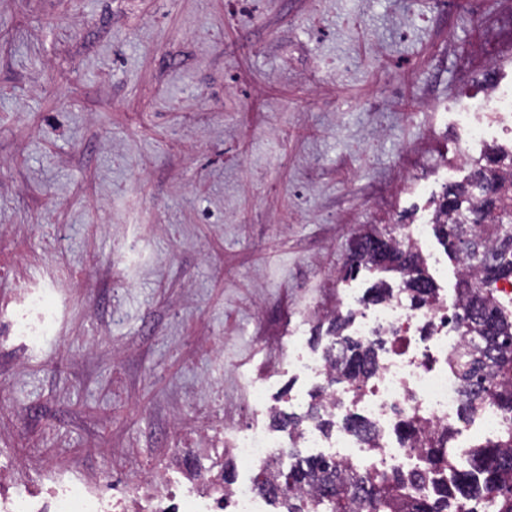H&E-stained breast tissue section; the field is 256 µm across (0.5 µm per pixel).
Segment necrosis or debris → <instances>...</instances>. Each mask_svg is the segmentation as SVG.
Returning a JSON list of instances; mask_svg holds the SVG:
<instances>
[{
	"label": "necrosis or debris",
	"mask_w": 512,
	"mask_h": 512,
	"mask_svg": "<svg viewBox=\"0 0 512 512\" xmlns=\"http://www.w3.org/2000/svg\"><path fill=\"white\" fill-rule=\"evenodd\" d=\"M466 139L477 142L492 133L512 131V90H500L460 113ZM455 302L438 296L433 305L415 308L409 301L389 298L378 306L357 311L351 333L359 339L386 338L385 350L369 388L346 385L334 389L327 406L336 416L332 434L312 422L304 423L291 442L267 430L250 427L237 433L233 450L248 469L261 472L270 464H286L288 444L309 449L312 456L380 470L419 468L418 455L398 433L406 416L419 415L427 426L457 425L461 436L454 448L459 465H468L471 444L467 432L484 436L499 433L505 421L491 407L472 418L463 416L462 389L448 368V358L466 342L455 324ZM356 415L374 427L376 446L367 445L344 419ZM111 476L88 477L80 465L65 472L37 471L30 481H19L13 471H0V512H266L265 499L252 482L225 485L223 478L182 473H154L128 485L118 496L108 487Z\"/></svg>",
	"instance_id": "4bbe7bcc"
}]
</instances>
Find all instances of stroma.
<instances>
[{
    "label": "stroma",
    "mask_w": 512,
    "mask_h": 512,
    "mask_svg": "<svg viewBox=\"0 0 512 512\" xmlns=\"http://www.w3.org/2000/svg\"><path fill=\"white\" fill-rule=\"evenodd\" d=\"M512 86V0H0V305L46 284L42 351L0 345V466L113 487L203 428L302 412L365 229L429 222ZM459 120L466 132V142H477L491 133H512V88L498 90L487 99L471 105L466 112H460Z\"/></svg>",
    "instance_id": "35a3bbf8"
}]
</instances>
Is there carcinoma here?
Here are the masks:
<instances>
[{
	"mask_svg": "<svg viewBox=\"0 0 512 512\" xmlns=\"http://www.w3.org/2000/svg\"><path fill=\"white\" fill-rule=\"evenodd\" d=\"M509 209L512 147L493 146L474 163L465 181L446 187L435 210V231L448 258L461 263L455 323L479 338L449 363L463 389L465 414L472 417L495 407L512 422V307L501 305L490 289L512 279V232L502 223ZM363 265L400 274L416 304L434 297L421 254L395 236L359 235L351 244L344 276H354ZM344 331L345 319L334 314L327 353L337 355L338 364L328 386L347 383L361 389L373 375L379 353L374 343ZM332 416L318 402L303 417L279 421L288 429L307 419L328 427ZM399 431L418 453L420 470L361 474L337 462L307 457L289 466L279 483L262 481L259 489L280 505L279 512H478L484 499L494 503V512H512V425L472 446L466 469L454 462V427L428 431L411 417L401 422Z\"/></svg>",
	"mask_w": 512,
	"mask_h": 512,
	"instance_id": "cac0c4a2",
	"label": "carcinoma"
}]
</instances>
